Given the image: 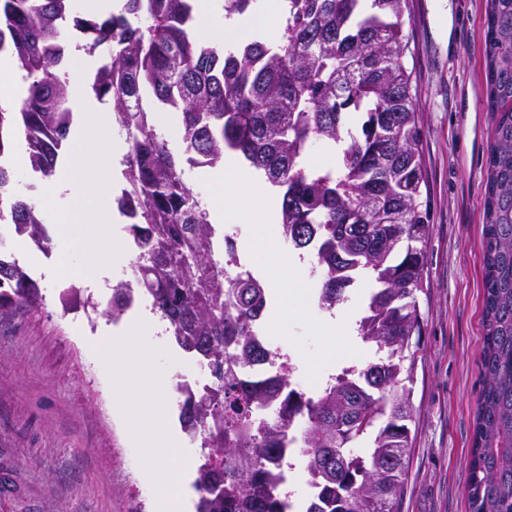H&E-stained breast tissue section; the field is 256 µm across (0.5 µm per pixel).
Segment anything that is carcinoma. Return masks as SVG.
Masks as SVG:
<instances>
[{"instance_id":"carcinoma-1","label":"carcinoma","mask_w":512,"mask_h":512,"mask_svg":"<svg viewBox=\"0 0 512 512\" xmlns=\"http://www.w3.org/2000/svg\"><path fill=\"white\" fill-rule=\"evenodd\" d=\"M257 7L224 0V17ZM406 9L407 0H285L277 44L257 38L226 52L195 38L194 0H123L106 15L81 14L77 0H0V45L27 82L24 98L0 105V224L52 249L40 210L14 193L11 156L21 134L31 169L55 174L74 118L62 40L71 23L87 35L75 48L98 63L91 90L126 133L129 188L117 204L138 249L135 283L173 345L215 379L179 415L201 439L195 512H288L276 469L294 447L313 489L305 512H398L430 237ZM485 78L494 123L466 483L470 512H512V0H490ZM159 107L178 114L181 156L149 120ZM313 142L341 148L336 170L312 169ZM228 151L280 192L283 243L313 255L320 309L372 283L355 332L375 359L341 368L312 396L286 376L248 373L271 355L258 339L269 288L213 262L208 213L182 177V162L213 166ZM40 300L29 270L0 256V320ZM134 301L135 289L117 284L108 316L120 320Z\"/></svg>"}]
</instances>
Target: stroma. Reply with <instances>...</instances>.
<instances>
[{
    "label": "stroma",
    "mask_w": 512,
    "mask_h": 512,
    "mask_svg": "<svg viewBox=\"0 0 512 512\" xmlns=\"http://www.w3.org/2000/svg\"><path fill=\"white\" fill-rule=\"evenodd\" d=\"M487 0H409L403 33L407 67L422 130L420 154L427 176L431 234L428 281L418 301L423 332L417 353L412 424L413 453L399 512H469L466 476L474 441L483 327V250L487 157L493 114L487 105L484 39ZM15 192L39 197L51 254L4 234L8 254L24 261L40 286L38 307L0 322V512H155L157 487L145 476L147 449L132 431L156 427L173 433L187 464L200 450L185 444L179 405L157 418L155 402L126 403L114 392L106 338L122 339L130 317L112 322L107 301L63 310L67 286L88 288L92 272L73 280L62 268L83 269L93 239L79 221L59 225L72 207L52 178L16 166ZM237 248L247 268L268 280L272 258L260 241L281 244L279 224L240 218ZM316 283L303 278L288 293H271L284 310V328L271 331L273 347L294 349L310 375L371 361L363 343L324 331L327 312L309 300ZM149 348L152 371L133 368L138 382L171 384L189 374L170 340L136 333Z\"/></svg>",
    "instance_id": "1"
}]
</instances>
